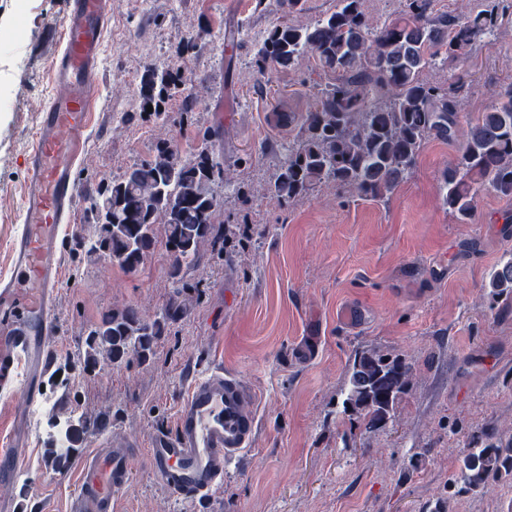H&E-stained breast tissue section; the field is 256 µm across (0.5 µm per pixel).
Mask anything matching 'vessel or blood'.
Listing matches in <instances>:
<instances>
[{
  "instance_id": "vessel-or-blood-1",
  "label": "vessel or blood",
  "mask_w": 512,
  "mask_h": 512,
  "mask_svg": "<svg viewBox=\"0 0 512 512\" xmlns=\"http://www.w3.org/2000/svg\"><path fill=\"white\" fill-rule=\"evenodd\" d=\"M112 0H69L61 48L54 59L58 89L42 112L27 155L24 220L10 243V277L0 279V389L18 384L15 363L25 358L26 387L46 363V342L57 332L53 300L62 281L60 231L79 193L74 167L88 140L101 84L103 35ZM249 391L216 372L195 380L178 411L173 433L152 436L146 459L154 477L172 493L213 491L225 466L247 447L255 422ZM133 451L98 448L82 462V481L71 512H112V498L129 482Z\"/></svg>"
}]
</instances>
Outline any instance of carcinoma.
<instances>
[{
  "label": "carcinoma",
  "mask_w": 512,
  "mask_h": 512,
  "mask_svg": "<svg viewBox=\"0 0 512 512\" xmlns=\"http://www.w3.org/2000/svg\"><path fill=\"white\" fill-rule=\"evenodd\" d=\"M432 0H405L402 11L382 24L373 23L363 0H337L336 10L305 26L282 22L258 43L255 64L284 70L296 68L310 55L318 67L335 75L316 95L315 104L299 120L297 140L269 187L277 200L305 196L317 183L328 182L361 197L381 199L413 168L427 139L459 141V159L443 176L448 211L460 222L471 219L474 200L484 185L512 195V83L493 92L495 103L467 129L458 114L465 84L441 85L421 78L439 60L463 58L495 30L499 11L492 0L469 16H433ZM176 92L192 111L198 97L181 75L166 68L143 74L142 107L162 106ZM188 158L168 142L150 161L131 168L123 178L102 185L93 202L99 235L88 239L89 252L103 253L132 270L142 265L164 231L165 246L179 253L172 266L190 263L201 245L216 239V214L224 183V160L208 145ZM494 299L512 297V257L504 260L488 285ZM160 325L140 319L128 309L112 313L87 338L93 368L97 355L115 360L129 353L146 357ZM412 378L401 358L376 347L355 353L341 389L343 413L356 414L377 429L394 416ZM464 489L481 492L491 480L512 476V442L503 443L494 429L473 436L462 458Z\"/></svg>",
  "instance_id": "cac0c4a2"
}]
</instances>
